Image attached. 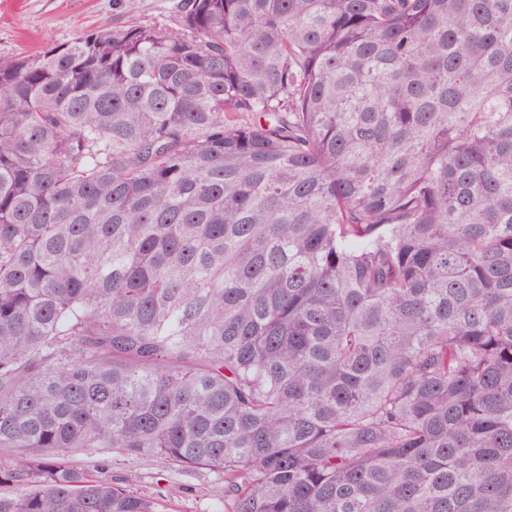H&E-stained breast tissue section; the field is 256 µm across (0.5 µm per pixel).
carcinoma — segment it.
Here are the masks:
<instances>
[{
  "mask_svg": "<svg viewBox=\"0 0 512 512\" xmlns=\"http://www.w3.org/2000/svg\"><path fill=\"white\" fill-rule=\"evenodd\" d=\"M512 512V0H185L0 57V512ZM109 475L132 480L143 495L155 499L160 512H224V479L206 470L181 472L150 455L112 459Z\"/></svg>",
  "mask_w": 512,
  "mask_h": 512,
  "instance_id": "carcinoma-1",
  "label": "carcinoma"
}]
</instances>
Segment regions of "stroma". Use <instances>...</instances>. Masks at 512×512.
<instances>
[{
    "instance_id": "1",
    "label": "stroma",
    "mask_w": 512,
    "mask_h": 512,
    "mask_svg": "<svg viewBox=\"0 0 512 512\" xmlns=\"http://www.w3.org/2000/svg\"><path fill=\"white\" fill-rule=\"evenodd\" d=\"M183 0H24L11 9L0 0V57L38 51L44 42H65L84 30L129 20L169 25ZM114 481H133L155 499L159 512H224V480L205 470L181 472L161 460L138 455L113 459Z\"/></svg>"
}]
</instances>
